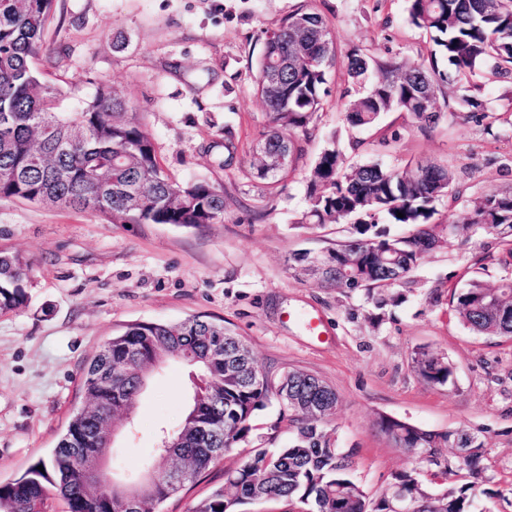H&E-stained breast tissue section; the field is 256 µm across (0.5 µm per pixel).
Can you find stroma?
<instances>
[{
  "instance_id": "stroma-1",
  "label": "stroma",
  "mask_w": 512,
  "mask_h": 512,
  "mask_svg": "<svg viewBox=\"0 0 512 512\" xmlns=\"http://www.w3.org/2000/svg\"><path fill=\"white\" fill-rule=\"evenodd\" d=\"M300 0H56L36 62L46 84L93 99L107 84L134 107L152 135L161 167L174 180L224 187V221L202 229L172 224H115L84 210L0 198V250L32 266L29 302L0 314V482L48 458L72 413L85 402L83 367L100 345L132 322L193 316L243 336L274 374L316 375L339 402L328 427L352 452L354 475L377 498L395 473L415 469L430 490L461 485L457 460L434 474L427 458L408 455L376 425L379 416L423 429H467L484 442L482 465L495 495L482 512H512V340L477 336L456 318L453 289L470 277L496 285L512 266L493 234L449 235L465 223L463 205L440 201L432 218L441 239L411 273L397 304L377 307L361 289L324 288L289 266L294 252H319L348 238L351 226L303 224L306 176L328 137L352 162L390 165L424 160L451 166L471 196L512 188V85L487 94L491 130L444 119L428 133L391 113L368 130L351 129L341 97L344 68L302 144L297 169L271 184L253 166L268 126L252 87L259 34ZM327 21L339 52L360 46L380 58L428 53L406 21L404 0H309ZM238 152L222 167L224 140ZM326 332L312 336L309 316ZM448 360L449 383L431 384L412 366L417 348ZM177 364L157 369L131 420L118 430L110 469L137 480L160 429H175L186 401ZM247 441L200 473L160 512H189L224 483L225 469L253 449L286 447L292 430L278 404L256 413Z\"/></svg>"
}]
</instances>
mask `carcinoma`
<instances>
[{
	"instance_id": "carcinoma-1",
	"label": "carcinoma",
	"mask_w": 512,
	"mask_h": 512,
	"mask_svg": "<svg viewBox=\"0 0 512 512\" xmlns=\"http://www.w3.org/2000/svg\"><path fill=\"white\" fill-rule=\"evenodd\" d=\"M55 0H0V197L51 207H75L106 215L114 224H175L203 228L224 223V188L207 180L175 181L160 166L154 143L125 98L102 85L90 100L64 108L67 94L46 85L33 60ZM407 23L435 45L428 56L379 60L354 47L347 55L349 87L345 121L353 129L373 128L383 115L397 112L420 132L445 116H457L492 130L481 99L486 85L512 83V0H406ZM263 52L253 86L267 107L269 130L261 145L272 156L284 154L294 169L301 141L324 111L337 66L336 43L323 16L306 4L263 31ZM69 148L58 150L60 141ZM308 209L301 224L352 225L353 236L320 252L324 266L314 269L308 252L293 254L301 270L325 288L364 289L379 305L396 296L375 297L377 288L402 287L440 239L431 219L435 203H462L469 223L448 234L469 237L481 228L497 236L512 258V191L466 195L455 171L445 165L409 161L403 166L375 160L349 163L331 136L307 179ZM404 217H398V213ZM411 224L406 237L389 239L373 228L380 217ZM31 264L0 251V312L18 311L28 302ZM450 305L460 322L481 336L512 340V276L495 286L473 278L454 289ZM229 336V351L243 338L220 323L195 316L178 322H133L106 341L83 370L82 389L90 411L74 416L47 460L19 478L0 484V512H47L58 497L68 512H112L110 474L91 480L79 450L109 445L101 429L110 415L134 407L142 393L139 373L175 361L188 369L189 403L177 431L165 434L190 482L244 441L256 412L276 400L288 413L293 437L288 446L256 448L239 465L224 471V484L189 512H237L257 498L297 501L302 512H392L390 489L406 498L414 512H477L480 496L492 497L481 460L483 443L462 429L438 433L381 416L377 425L396 446L431 449L437 471L448 467L441 449L452 448L469 479L458 489L434 493L414 470L393 475L389 490L371 502L353 478L354 454L334 446L325 425L333 419L336 392L318 377L290 370L278 377L263 370L250 349L236 358L214 348V337ZM417 373L444 385L452 368L425 348L412 356ZM288 394L321 407L310 414L290 406ZM162 449L153 450L145 468L158 481L142 491L140 512H151L168 487L171 468ZM44 470H39L38 466Z\"/></svg>"
}]
</instances>
